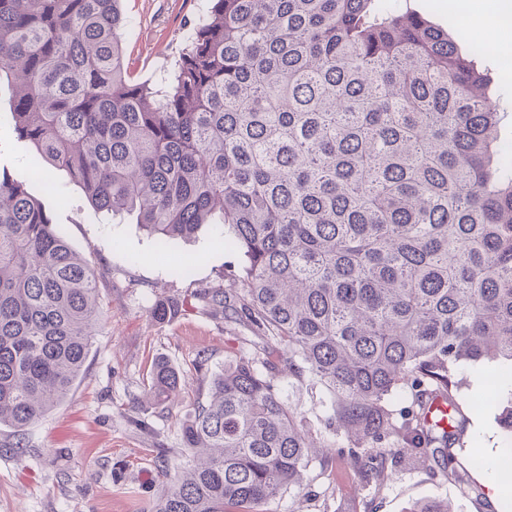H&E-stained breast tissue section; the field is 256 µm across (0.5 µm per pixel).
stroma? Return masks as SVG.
<instances>
[{
  "label": "stroma",
  "instance_id": "35a3bbf8",
  "mask_svg": "<svg viewBox=\"0 0 512 512\" xmlns=\"http://www.w3.org/2000/svg\"><path fill=\"white\" fill-rule=\"evenodd\" d=\"M470 3L493 9L479 23L458 0H408L413 10L446 29L460 50L473 43L512 45V27L498 22L512 0ZM120 8L126 19L125 58L137 80L155 83L170 77L190 24L206 12L208 0H121ZM478 65L503 108L500 135L512 142V63L489 51ZM12 109L13 90L1 82L0 173L28 177L30 194L93 271L104 321L66 397L24 435L0 425V512H151L164 482L158 459L182 460L181 423L206 403L211 374L242 351L273 353L278 346L198 301L200 289L243 275L241 254L225 246L215 226L164 245L139 225L96 209L65 170L52 168L47 179L31 178L38 154L16 134ZM166 296L180 298L182 310L167 322H154L151 308ZM158 361L186 377L166 410L142 404ZM501 368L497 360L461 363L453 370L459 407L454 453L464 481L444 476L433 462L391 454L385 481L369 485L349 458L330 455L313 460L302 485L270 501L268 512H408L431 498L448 500L455 512H512V470L495 471L491 485L485 470L472 464L507 445L498 417L500 405L512 399V386L504 385L499 406L471 407L487 377ZM278 386L317 441L339 444L326 427L333 410L323 385L283 374Z\"/></svg>",
  "mask_w": 512,
  "mask_h": 512
}]
</instances>
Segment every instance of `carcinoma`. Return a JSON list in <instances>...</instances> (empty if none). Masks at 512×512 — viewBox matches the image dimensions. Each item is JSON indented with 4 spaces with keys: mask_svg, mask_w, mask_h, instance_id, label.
Masks as SVG:
<instances>
[{
    "mask_svg": "<svg viewBox=\"0 0 512 512\" xmlns=\"http://www.w3.org/2000/svg\"><path fill=\"white\" fill-rule=\"evenodd\" d=\"M119 2L0 0L15 130L96 208L165 241L219 226L245 287L197 298L281 345L211 376L153 512H260L302 484L320 450L285 372L331 393L327 427L366 483L392 452L459 477L457 430L429 407L453 423V367L512 362V145L474 59L403 0H210L161 90L125 64ZM101 317L92 270L1 174L0 425L22 433L66 397ZM184 383L159 362L150 395ZM404 386L400 423L388 399ZM473 465L512 466V448Z\"/></svg>",
    "mask_w": 512,
    "mask_h": 512,
    "instance_id": "obj_1",
    "label": "carcinoma"
}]
</instances>
